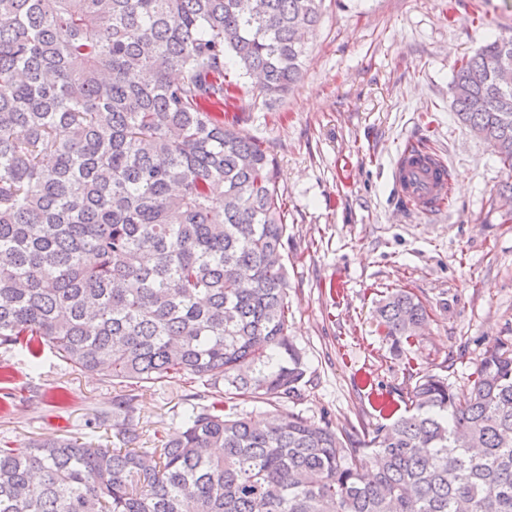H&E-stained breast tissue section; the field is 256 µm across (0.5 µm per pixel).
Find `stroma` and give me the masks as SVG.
Instances as JSON below:
<instances>
[{
	"label": "stroma",
	"instance_id": "35a3bbf8",
	"mask_svg": "<svg viewBox=\"0 0 512 512\" xmlns=\"http://www.w3.org/2000/svg\"><path fill=\"white\" fill-rule=\"evenodd\" d=\"M512 35V0H324L301 82L281 100L225 66L241 91L229 114L273 157L288 224V336L305 354L300 399L242 401L253 419L275 411L374 429L377 398L401 403L416 373L468 395L498 343L512 346V173L495 148L460 123L454 67L487 41ZM421 142L453 176L449 206L405 208L391 168ZM405 289L426 307L415 343L396 351L375 317L378 300ZM0 440L74 438L112 448V402L127 386L77 370L51 351L31 358L0 347ZM210 403L197 379L137 392L138 447L179 429L186 396Z\"/></svg>",
	"mask_w": 512,
	"mask_h": 512
}]
</instances>
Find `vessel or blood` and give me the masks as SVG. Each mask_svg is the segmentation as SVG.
Wrapping results in <instances>:
<instances>
[{"instance_id":"obj_1","label":"vessel or blood","mask_w":512,"mask_h":512,"mask_svg":"<svg viewBox=\"0 0 512 512\" xmlns=\"http://www.w3.org/2000/svg\"><path fill=\"white\" fill-rule=\"evenodd\" d=\"M393 178L409 209L429 214L448 200V168L435 155L404 148L397 157Z\"/></svg>"}]
</instances>
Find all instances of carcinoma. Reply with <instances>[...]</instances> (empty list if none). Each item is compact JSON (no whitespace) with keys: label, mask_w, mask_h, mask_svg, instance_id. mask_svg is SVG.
Masks as SVG:
<instances>
[{"label":"carcinoma","mask_w":512,"mask_h":512,"mask_svg":"<svg viewBox=\"0 0 512 512\" xmlns=\"http://www.w3.org/2000/svg\"><path fill=\"white\" fill-rule=\"evenodd\" d=\"M323 0H0V347L120 383L199 377L152 452L70 438L0 442V512H512V350L468 397L423 374L406 414L336 432L270 426L234 399H297L288 225L274 162L220 108L231 54L277 101L300 81ZM460 121L512 172V37L457 65ZM395 348L427 317L398 289ZM137 396L112 427L139 438Z\"/></svg>","instance_id":"obj_1"}]
</instances>
